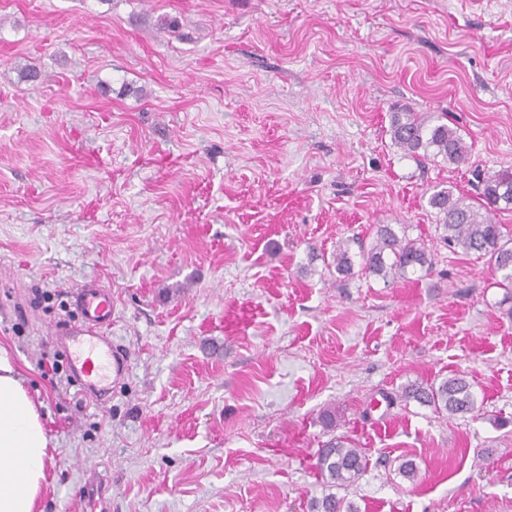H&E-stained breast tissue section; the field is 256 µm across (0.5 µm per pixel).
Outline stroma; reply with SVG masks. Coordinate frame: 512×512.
<instances>
[{
    "label": "stroma",
    "mask_w": 512,
    "mask_h": 512,
    "mask_svg": "<svg viewBox=\"0 0 512 512\" xmlns=\"http://www.w3.org/2000/svg\"><path fill=\"white\" fill-rule=\"evenodd\" d=\"M399 109L447 113L468 165L397 152ZM507 166L512 0H0V348L49 437L36 512L97 477L109 512H309L334 437L369 460L336 491L359 512H512V315L428 204ZM381 224L430 275L325 267ZM89 281L128 368L99 398L42 370ZM457 372L473 413L400 397Z\"/></svg>",
    "instance_id": "1"
}]
</instances>
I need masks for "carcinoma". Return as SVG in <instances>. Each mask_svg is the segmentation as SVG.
<instances>
[{
    "instance_id": "obj_1",
    "label": "carcinoma",
    "mask_w": 512,
    "mask_h": 512,
    "mask_svg": "<svg viewBox=\"0 0 512 512\" xmlns=\"http://www.w3.org/2000/svg\"><path fill=\"white\" fill-rule=\"evenodd\" d=\"M446 120L448 117L431 112H394L390 117L392 143L403 156L419 162H435L440 157L456 166L465 165L469 147ZM480 199L476 207L470 197L442 188L430 196L428 204L436 211L448 247L484 259L495 276V287L504 290L505 298L512 299V231L496 221L497 213L512 210V169L507 167L484 176ZM363 258L362 271L386 282L409 273L428 274L433 269L432 255L415 241L399 235L390 224L378 227L376 243ZM333 263L336 273H352L354 263L348 243L336 247ZM402 396L438 413L466 415L475 409L473 384L462 374L438 383L410 384ZM315 466L330 492L313 499L310 512H357L352 502L336 496L331 489L347 487L363 475L367 459L362 449L331 439L318 449Z\"/></svg>"
}]
</instances>
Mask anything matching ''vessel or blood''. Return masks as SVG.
I'll list each match as a JSON object with an SVG mask.
<instances>
[{
  "label": "vessel or blood",
  "instance_id": "1",
  "mask_svg": "<svg viewBox=\"0 0 512 512\" xmlns=\"http://www.w3.org/2000/svg\"><path fill=\"white\" fill-rule=\"evenodd\" d=\"M75 307L81 315L77 326L60 328L62 341L68 342L76 352L75 362L83 375L88 391H96L99 381L105 380L107 370L123 376L124 360L113 348L106 330L112 324V292L110 289L89 283L78 288L74 295Z\"/></svg>",
  "mask_w": 512,
  "mask_h": 512
}]
</instances>
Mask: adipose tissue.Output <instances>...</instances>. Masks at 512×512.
<instances>
[{
    "instance_id": "adipose-tissue-1",
    "label": "adipose tissue",
    "mask_w": 512,
    "mask_h": 512,
    "mask_svg": "<svg viewBox=\"0 0 512 512\" xmlns=\"http://www.w3.org/2000/svg\"><path fill=\"white\" fill-rule=\"evenodd\" d=\"M49 439L36 405L0 349V512H36Z\"/></svg>"
}]
</instances>
